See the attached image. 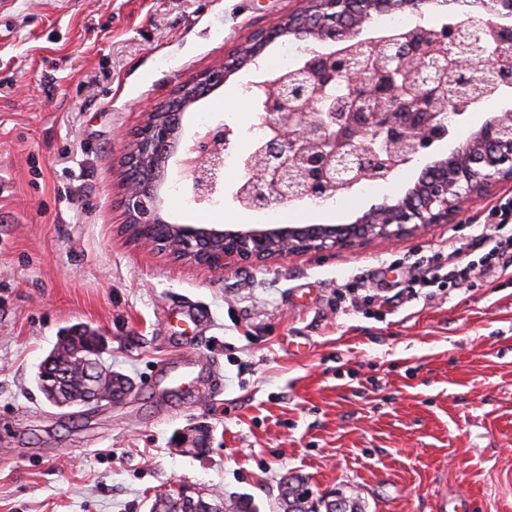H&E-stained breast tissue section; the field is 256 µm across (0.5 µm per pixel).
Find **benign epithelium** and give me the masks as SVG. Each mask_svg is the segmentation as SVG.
<instances>
[{"mask_svg":"<svg viewBox=\"0 0 512 512\" xmlns=\"http://www.w3.org/2000/svg\"><path fill=\"white\" fill-rule=\"evenodd\" d=\"M447 0H302V6L204 73L184 81L176 95L148 113L121 160L124 192L119 204L130 234L142 246L169 250L156 234L164 223L160 203L168 158L180 145V116L234 73L253 64L267 44L286 35L305 43L308 56L290 74L271 73L248 99L271 129V137L240 157L244 171L234 197L245 209L297 204L332 190L353 192L370 177L388 183L422 151L448 135V91L460 94L473 80L459 64L464 51L477 56L476 70L511 86L512 30L498 19L512 13V0H482L483 17L433 27L437 61L420 38L397 30L365 41L353 31L374 13L403 12L421 21ZM336 50L321 54L318 42ZM234 131L224 125L206 133L189 154L188 180L200 201L217 189ZM512 182V114H492L452 155L439 159L403 197L365 212L346 225H274L217 230L170 225L177 241L171 256L209 270L228 260L251 264L273 255L351 246L369 237L397 239L429 224H449L461 205Z\"/></svg>","mask_w":512,"mask_h":512,"instance_id":"7a95c632","label":"benign epithelium"}]
</instances>
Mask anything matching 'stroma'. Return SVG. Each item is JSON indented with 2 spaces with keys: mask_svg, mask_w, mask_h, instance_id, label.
<instances>
[{
  "mask_svg": "<svg viewBox=\"0 0 512 512\" xmlns=\"http://www.w3.org/2000/svg\"><path fill=\"white\" fill-rule=\"evenodd\" d=\"M299 0H0V512H149L185 484L270 512L283 478L315 496L357 492L366 512H512V277L420 287L418 262L471 260L496 233L512 186L464 204L453 223L209 271L137 244L118 205L120 159L151 108L223 61ZM253 67L181 116L226 125ZM467 112L388 189L318 208L284 204L285 225L349 224L402 197L481 126ZM221 180L217 208L164 198L167 223L252 228ZM193 303L197 353L223 387L161 409L148 384L176 354L172 309ZM105 339L131 382L112 402L59 408L35 376L63 332ZM204 424L208 449L179 437Z\"/></svg>",
  "mask_w": 512,
  "mask_h": 512,
  "instance_id": "1",
  "label": "stroma"
}]
</instances>
